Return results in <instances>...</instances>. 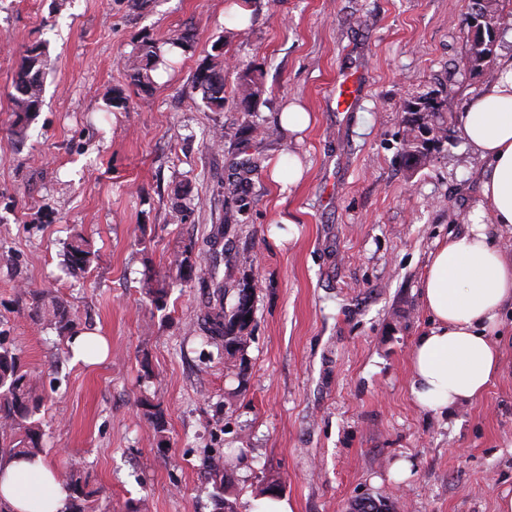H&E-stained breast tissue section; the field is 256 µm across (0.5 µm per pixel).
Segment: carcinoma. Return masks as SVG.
Returning a JSON list of instances; mask_svg holds the SVG:
<instances>
[{"mask_svg":"<svg viewBox=\"0 0 512 512\" xmlns=\"http://www.w3.org/2000/svg\"><path fill=\"white\" fill-rule=\"evenodd\" d=\"M480 19L485 28L501 29L500 0H472L471 13L466 18V27ZM496 43L486 39L477 43L465 38V51L461 64L473 76H479L489 83L498 77L495 65ZM160 63L154 45L146 42L138 54L126 64L132 83L140 88L151 84V72ZM48 60L45 48L33 44L25 50L16 72L12 94L13 112L16 119L12 132L19 135L26 123L40 111L42 105V84ZM224 77V61L214 57L200 69L195 83L202 91V98L211 108H224V97L213 94V83L209 76ZM238 95L240 103L248 108L265 93L263 74L249 64L238 67ZM445 100L432 94L414 97L405 104L406 134L402 143L405 161L422 166L430 157L428 144L448 142V134L454 129L448 126L444 117ZM94 251L90 242L82 235H75L67 244L69 263L83 268L90 262ZM220 259L217 252L209 254V277L202 280V288L209 290L206 311L201 319L200 331L203 338L216 346L224 345V350L233 354L247 343L244 331L249 326L246 316L253 314V298L240 289L235 305L224 307L226 288L218 280ZM37 382L24 371L18 355L4 345L0 339V456H35L41 453V432L35 415L39 409L40 397ZM213 482V497L218 512H236L235 503L224 497V477L227 470L218 460L210 462ZM66 487L70 498L66 512H84L81 502L91 497L82 481L81 470L71 467Z\"/></svg>","mask_w":512,"mask_h":512,"instance_id":"cac0c4a2","label":"carcinoma"}]
</instances>
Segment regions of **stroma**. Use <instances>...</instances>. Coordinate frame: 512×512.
<instances>
[{
    "mask_svg": "<svg viewBox=\"0 0 512 512\" xmlns=\"http://www.w3.org/2000/svg\"><path fill=\"white\" fill-rule=\"evenodd\" d=\"M226 3L0 0V334L39 384L45 460L80 466L93 512H216L218 456L237 512L273 481L293 512H350L363 497L392 512H496L512 492V375L442 414L409 389L429 323L422 276L465 232L486 163L460 135L411 169L403 108L447 92L456 127L481 93L460 64L470 0H251L243 33ZM186 33L166 79L131 84L125 61L142 42L162 55ZM34 43L49 66L19 139L12 82ZM217 52L230 64L213 110L194 76ZM239 64L264 75L248 108ZM342 73L361 82L347 111L329 92ZM118 89L127 109L107 105ZM292 103L311 116L299 135L278 120ZM290 155L304 175L285 188L270 168ZM248 157L260 167L239 196ZM228 212L225 306L253 288L238 357L202 340L205 270L182 263ZM77 233L95 251L82 269L64 256ZM54 302L72 330L106 337V360L73 361L42 317ZM399 460L408 476L392 473Z\"/></svg>",
    "mask_w": 512,
    "mask_h": 512,
    "instance_id": "35a3bbf8",
    "label": "stroma"
}]
</instances>
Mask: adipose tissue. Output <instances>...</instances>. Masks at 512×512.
I'll list each match as a JSON object with an SVG mask.
<instances>
[{
    "instance_id": "obj_1",
    "label": "adipose tissue",
    "mask_w": 512,
    "mask_h": 512,
    "mask_svg": "<svg viewBox=\"0 0 512 512\" xmlns=\"http://www.w3.org/2000/svg\"><path fill=\"white\" fill-rule=\"evenodd\" d=\"M498 69L461 117L465 139L487 162L482 202L468 231L432 252L421 284L430 324L410 352V393L438 413L481 398L507 368L494 336L512 305V252L495 236L512 231V56ZM68 495L43 456L0 457L7 512H65Z\"/></svg>"
}]
</instances>
